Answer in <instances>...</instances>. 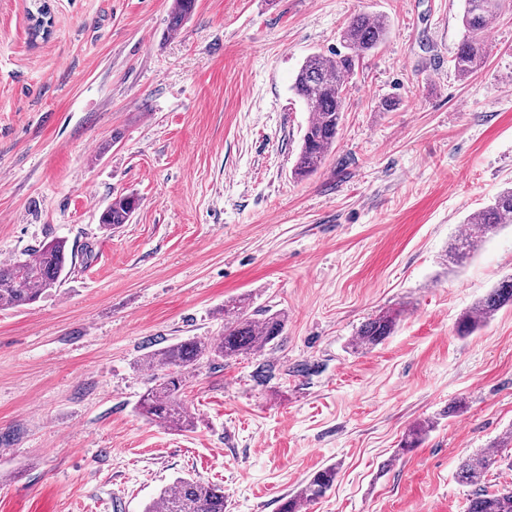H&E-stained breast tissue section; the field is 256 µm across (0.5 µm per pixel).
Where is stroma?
Segmentation results:
<instances>
[{"instance_id": "1", "label": "stroma", "mask_w": 512, "mask_h": 512, "mask_svg": "<svg viewBox=\"0 0 512 512\" xmlns=\"http://www.w3.org/2000/svg\"><path fill=\"white\" fill-rule=\"evenodd\" d=\"M171 2L49 0L34 40L30 0H0V263L52 240L73 256L60 288L0 310V512H143L179 477L223 488L225 512H278L329 465L306 512H463L461 458L512 429V308L455 324L512 274V224L461 265L442 256L512 186V10L463 79V0H197L176 34ZM359 13L389 33L324 164L296 178L309 113L290 86ZM125 193L135 213L103 230ZM239 298L287 312L278 344L200 360L193 431L141 415L146 348L219 335ZM397 308L393 336L352 348ZM138 207V199L134 195H120L102 211L99 224L106 230L128 224L134 211ZM402 313V309H388L368 318L357 330L353 345L357 349L371 350L383 344L395 333ZM336 479L335 466H327L314 472L307 483L296 494L282 498L279 512H299L302 502H313L325 496Z\"/></svg>"}]
</instances>
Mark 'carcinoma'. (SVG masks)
<instances>
[{
  "instance_id": "cac0c4a2",
  "label": "carcinoma",
  "mask_w": 512,
  "mask_h": 512,
  "mask_svg": "<svg viewBox=\"0 0 512 512\" xmlns=\"http://www.w3.org/2000/svg\"><path fill=\"white\" fill-rule=\"evenodd\" d=\"M506 0H464L461 24L463 37L454 55V67L461 77L477 71L488 55L486 32L489 22L502 10ZM196 0H172L169 9V31L180 32L190 17ZM50 11L32 12V37L42 36L50 24ZM388 20L382 16L358 14L341 32L345 52L333 57L320 54L308 56L291 86L304 103L312 118L304 131L294 175L306 178L324 162L336 142L344 112L343 91L346 80L353 74L356 58L378 49L388 35ZM138 207L133 195H120L102 211L99 224L106 230L129 223ZM469 232L458 236L451 244L446 261L459 265L470 258L489 234L512 224V187L499 192L492 201L468 219ZM68 254L66 243L55 241L39 245L28 258L0 264V310H21L36 303L42 294L61 285L66 276ZM512 307V275L502 278L486 295L464 312L457 322V333L470 336L501 309ZM403 313L401 309L381 311L364 321L356 332L353 345L371 350L392 336ZM286 325L281 311L264 312L256 319L244 310L240 302L224 305V330L221 336L191 338L145 353L141 365L152 372L154 385L140 398V413L160 424L179 431L195 427V416L181 401L186 376L204 357L228 362L241 356L254 355L278 342ZM434 427V421L417 424L406 435L401 450L408 451L423 440ZM512 468V460L496 450L482 449L462 458L457 480L471 487L466 498L465 512H512V486L503 485L492 491L482 485L485 475L501 466ZM336 479L333 465L314 472L307 483L293 495L282 498L279 512H298L301 503L313 502L325 496ZM144 512H224V491L194 480L178 478L167 486L144 509Z\"/></svg>"
}]
</instances>
